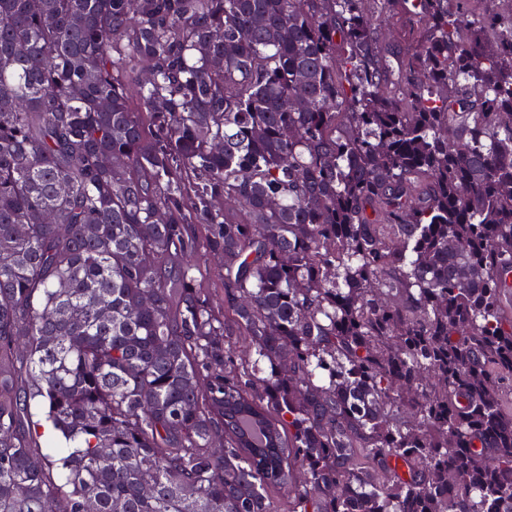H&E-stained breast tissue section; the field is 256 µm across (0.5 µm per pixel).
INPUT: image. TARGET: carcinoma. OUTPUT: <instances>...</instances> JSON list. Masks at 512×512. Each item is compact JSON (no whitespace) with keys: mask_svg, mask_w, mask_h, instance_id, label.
<instances>
[{"mask_svg":"<svg viewBox=\"0 0 512 512\" xmlns=\"http://www.w3.org/2000/svg\"><path fill=\"white\" fill-rule=\"evenodd\" d=\"M510 270L496 0H0V512H512Z\"/></svg>","mask_w":512,"mask_h":512,"instance_id":"obj_1","label":"carcinoma"}]
</instances>
